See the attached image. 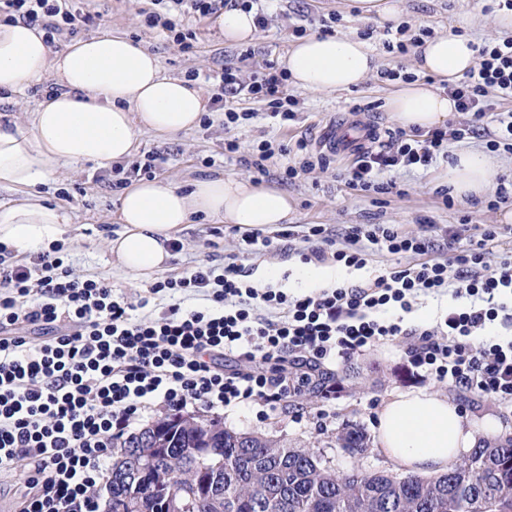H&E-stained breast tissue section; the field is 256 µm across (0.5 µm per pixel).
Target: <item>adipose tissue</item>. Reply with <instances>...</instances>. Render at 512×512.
<instances>
[{
    "mask_svg": "<svg viewBox=\"0 0 512 512\" xmlns=\"http://www.w3.org/2000/svg\"><path fill=\"white\" fill-rule=\"evenodd\" d=\"M418 72L439 83L460 79L475 64L469 38L447 34L416 50ZM283 65L289 81L305 91L332 93L361 85L376 58L350 35H309L295 40ZM54 81L57 94L39 100L25 123H0V189L20 191L0 203V244L15 254L33 253L58 241L71 216L31 189L64 166H100L129 158L137 134L174 135L198 126L207 109L202 87L163 75L158 56L140 43L109 31L52 51L38 25L0 23V99ZM402 128L423 132L446 126L454 102L438 86L405 82L388 100ZM481 148L455 152L437 176L439 186L460 199L484 198L494 173ZM293 204L287 191L236 176L140 179L120 197L122 229L106 245L118 266L146 281L173 257L168 244L191 216L242 229L287 223ZM378 447L398 467L444 473L477 443L454 404L429 393L397 396L380 411Z\"/></svg>",
    "mask_w": 512,
    "mask_h": 512,
    "instance_id": "adipose-tissue-1",
    "label": "adipose tissue"
}]
</instances>
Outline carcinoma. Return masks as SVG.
<instances>
[{
	"label": "carcinoma",
	"instance_id": "1",
	"mask_svg": "<svg viewBox=\"0 0 512 512\" xmlns=\"http://www.w3.org/2000/svg\"><path fill=\"white\" fill-rule=\"evenodd\" d=\"M160 442L146 479L112 481V504L139 499L145 512H163L174 497L186 512H512V438L483 442L436 477L336 471L312 448L236 431L203 417H169L143 428L113 451L111 475L128 468L130 449ZM352 454L370 448L357 425L336 435ZM194 448H211L219 470L200 468Z\"/></svg>",
	"mask_w": 512,
	"mask_h": 512
}]
</instances>
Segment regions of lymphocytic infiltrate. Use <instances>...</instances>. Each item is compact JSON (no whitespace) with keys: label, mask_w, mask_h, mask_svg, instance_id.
<instances>
[{"label":"lymphocytic infiltrate","mask_w":512,"mask_h":512,"mask_svg":"<svg viewBox=\"0 0 512 512\" xmlns=\"http://www.w3.org/2000/svg\"><path fill=\"white\" fill-rule=\"evenodd\" d=\"M148 27L168 32L192 49L186 16L220 14L228 0H150ZM8 22L40 24L47 36L89 22L79 0H0ZM479 63L448 94L463 124L426 133L397 130L389 141L363 151L342 177L351 188L385 194L382 181L397 167L431 166L447 156L449 140L481 132L489 151L512 152V38L476 48ZM223 92L213 108L225 128L245 120L240 98L267 102L287 125L297 99L286 89L285 70L265 65L243 75L224 67ZM498 225H484L479 239L447 254L434 242L398 225L354 227L344 247H308L307 263L334 261L363 268L371 252L391 256L389 266L366 282H344L289 296L249 281L248 270L201 263L144 288L138 303L115 293L106 279L77 275L65 246L51 244L28 262L9 264L0 246V473L25 461L27 492L18 512H99L97 488L116 445L135 422L163 410L222 416L225 409L257 404L269 416L291 399L317 393L335 400L340 391L331 365L399 337H413L408 371L460 387L477 397L512 406V339H484L493 324L512 327V254L495 265L485 258L499 239ZM453 289L460 303L431 324L407 325L402 315L419 295ZM202 297L199 306L173 301L151 307L159 294Z\"/></svg>","instance_id":"lymphocytic-infiltrate-1"}]
</instances>
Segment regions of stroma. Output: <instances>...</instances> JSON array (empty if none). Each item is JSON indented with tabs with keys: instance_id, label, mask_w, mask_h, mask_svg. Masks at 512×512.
<instances>
[{
	"instance_id": "35a3bbf8",
	"label": "stroma",
	"mask_w": 512,
	"mask_h": 512,
	"mask_svg": "<svg viewBox=\"0 0 512 512\" xmlns=\"http://www.w3.org/2000/svg\"><path fill=\"white\" fill-rule=\"evenodd\" d=\"M147 7V0H88L85 9L91 14V21L76 31L65 30L56 35L54 47L63 49L73 41L104 30L125 35L159 57L163 74L183 78L188 72L197 73L199 85L210 95L220 92V73L224 67H238L247 76L265 64H281L299 27L310 35L327 27L335 35L366 36L377 58V72L356 88L332 94L297 91L300 111L290 127L281 126L278 119L271 117L266 103L246 100L240 108L250 112L251 117L236 128L225 129L223 112L212 109L206 113V122L190 132L167 137L138 135L131 159L122 163L123 168H131L134 162L151 153L157 157L153 176L160 180L221 172L288 191L294 201L288 222L263 229V236L272 239V246L257 251L245 262L247 269L253 271L265 266L276 268V286L285 294L298 295L308 289L301 278L304 264L299 253L306 246L305 236L314 226L341 244L350 228L359 224H399L412 235L432 238L440 228L462 226L468 235L475 236L483 225L500 223V210L489 209L487 200L446 205L434 185L440 170L436 164L426 169L386 173V180L394 181L398 187L397 192L389 194H366L349 188L338 175L339 170L348 166V159L332 155L325 166L287 179L285 170L294 162L289 148L303 140L311 151H318V143L330 122L351 116L375 126L383 137L396 129L388 98L398 83L386 79L385 74L416 71L414 52L388 50V43L398 40L396 33L378 21L358 19L347 0H266L268 24L246 45L226 44L215 19L199 21L190 17L185 27L196 32L197 39L193 49L187 51L169 42L160 30L143 25L141 12ZM400 8L402 22L414 33L426 29L438 35L458 30L476 45L504 38L496 25V11L484 10L481 0H401ZM355 104L360 105V112L350 113V106ZM228 139L236 140L237 151H225L224 142ZM264 141L270 142L275 152L259 169L254 161L257 147ZM115 179L112 167L86 162L63 167L53 179L37 184L35 190L50 202L67 208L72 215V225L63 241L69 248L74 272L107 279L118 292L135 302L143 289L142 283L115 263L105 244L106 237L120 229L117 213L121 190L115 187ZM240 235L239 226L192 218L180 234L182 251L165 270L158 272V279L181 275L186 267L203 260L223 266L237 255ZM410 344V338H399L363 354L337 360L332 369L346 391L335 402L324 403L310 394L288 402L286 408L264 420L257 418L256 407H230L222 421L226 427L241 432L273 436L297 447H316L324 460L339 471L357 463L368 471L390 469L388 459L374 448L361 460H354L348 451L337 447L336 435L348 423L359 424L368 435H375L379 411L403 393L427 392L446 397L457 406L466 427L478 431L485 421L492 420L497 424L494 440L512 438V412L497 400L479 399L448 383L434 379L418 381L407 374L405 352Z\"/></svg>"
}]
</instances>
